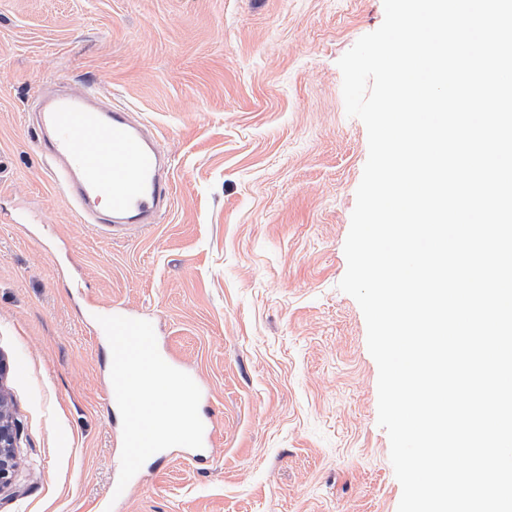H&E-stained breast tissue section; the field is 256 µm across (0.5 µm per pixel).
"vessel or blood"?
Here are the masks:
<instances>
[{"instance_id":"obj_1","label":"vessel or blood","mask_w":512,"mask_h":512,"mask_svg":"<svg viewBox=\"0 0 512 512\" xmlns=\"http://www.w3.org/2000/svg\"><path fill=\"white\" fill-rule=\"evenodd\" d=\"M94 85L44 99L37 137L49 172L81 223L113 232L158 223L173 200L166 159L126 108Z\"/></svg>"}]
</instances>
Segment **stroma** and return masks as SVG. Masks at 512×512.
<instances>
[{"label": "stroma", "instance_id": "1", "mask_svg": "<svg viewBox=\"0 0 512 512\" xmlns=\"http://www.w3.org/2000/svg\"><path fill=\"white\" fill-rule=\"evenodd\" d=\"M383 0H0V392L20 425L0 512H90L121 417L92 307L154 314L216 438L146 464L119 512H397L363 313L338 284L364 123L339 59ZM102 87L158 136L174 199L116 239L45 175L33 96Z\"/></svg>", "mask_w": 512, "mask_h": 512}]
</instances>
